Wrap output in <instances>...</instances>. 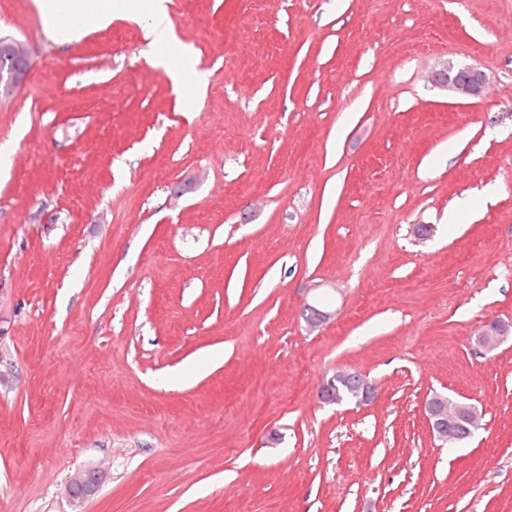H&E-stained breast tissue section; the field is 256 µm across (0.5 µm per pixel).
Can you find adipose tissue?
I'll list each match as a JSON object with an SVG mask.
<instances>
[{
    "mask_svg": "<svg viewBox=\"0 0 512 512\" xmlns=\"http://www.w3.org/2000/svg\"><path fill=\"white\" fill-rule=\"evenodd\" d=\"M37 7L49 24L52 38L68 42L81 35L87 28L109 26L117 15L128 13L147 17L145 37L158 51L150 57L154 66L168 71L174 84L182 83V72L194 69L192 53L176 41L168 19L166 0H138L135 8H128L124 0H35ZM179 59L181 68L171 66L172 59ZM184 87L185 95H193V86Z\"/></svg>",
    "mask_w": 512,
    "mask_h": 512,
    "instance_id": "adipose-tissue-1",
    "label": "adipose tissue"
}]
</instances>
